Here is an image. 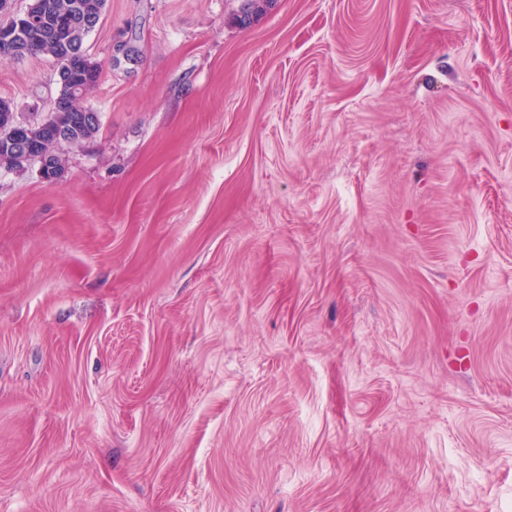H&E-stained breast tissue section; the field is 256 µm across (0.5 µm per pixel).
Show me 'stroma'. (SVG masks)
Segmentation results:
<instances>
[{
	"label": "stroma",
	"instance_id": "obj_1",
	"mask_svg": "<svg viewBox=\"0 0 512 512\" xmlns=\"http://www.w3.org/2000/svg\"><path fill=\"white\" fill-rule=\"evenodd\" d=\"M242 6L107 0L0 168V512H512V0ZM54 101L57 107L65 112H57V121L69 126L72 130L74 139L85 140L93 138L100 130L101 123L88 125L86 122V107L84 101L77 100L71 102L66 95L57 96ZM53 101V102H54ZM1 109L2 112H12L9 115V122L11 125V139L7 140L5 144L4 151L7 152V155L2 157V162L7 165V161L11 160L9 156L11 157L14 155L23 154L20 159L25 160L27 164H38V172L40 173L42 179L49 182L57 180L61 171V163H59L61 156L59 149L62 146L76 147L79 145L74 142L66 126L61 124L58 125L59 127L56 134L55 147L40 151L39 146L29 147L24 139L23 132L28 127L29 123L16 117L14 108L11 106V104H1L0 101V111ZM56 147L57 151L55 152Z\"/></svg>",
	"mask_w": 512,
	"mask_h": 512
}]
</instances>
